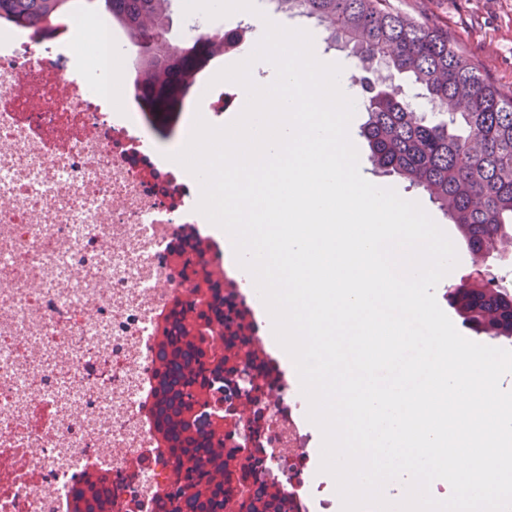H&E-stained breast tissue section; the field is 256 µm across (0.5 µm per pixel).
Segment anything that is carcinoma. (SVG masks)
I'll list each match as a JSON object with an SVG mask.
<instances>
[{
	"mask_svg": "<svg viewBox=\"0 0 512 512\" xmlns=\"http://www.w3.org/2000/svg\"><path fill=\"white\" fill-rule=\"evenodd\" d=\"M175 0H0V17L15 24L51 28L79 12L111 23L122 17L127 40L140 46L141 89L153 95L157 112L180 105L200 72L224 57L218 29L172 41ZM274 10L318 25L329 46L353 56L362 75L367 119L361 135L371 161L428 193L459 226L473 256L512 239V88L489 82L478 65L448 38V30L392 9L389 0H269ZM404 76L434 108L417 112L401 97ZM199 238L178 246L186 257L179 270L184 287L206 261ZM467 326L487 336L512 334V314L497 288H454ZM166 316V340L156 345L155 428L165 433L164 467L169 482L157 497V512H284L286 495L271 487L265 469L246 448L239 429L219 421L234 415L235 390L224 357L249 354L241 329L224 328V282L198 297L184 292ZM236 446L225 448L226 440ZM112 488L82 489L73 512H113Z\"/></svg>",
	"mask_w": 512,
	"mask_h": 512,
	"instance_id": "cac0c4a2",
	"label": "carcinoma"
}]
</instances>
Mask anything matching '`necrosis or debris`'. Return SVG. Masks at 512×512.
<instances>
[{"label": "necrosis or debris", "mask_w": 512, "mask_h": 512, "mask_svg": "<svg viewBox=\"0 0 512 512\" xmlns=\"http://www.w3.org/2000/svg\"><path fill=\"white\" fill-rule=\"evenodd\" d=\"M105 32L77 75L75 21L0 22V512H71L92 483L111 486L123 512H156L153 331L177 291L163 257L200 232V185L153 140L141 48ZM115 49L121 119L102 88ZM216 68L188 93L214 117L238 111L243 92L213 83ZM251 335L266 406L251 445L279 449L286 512H333L308 473L299 395L259 327Z\"/></svg>", "instance_id": "1"}]
</instances>
